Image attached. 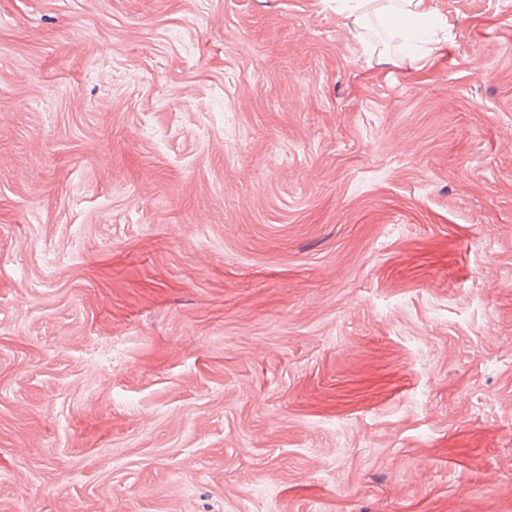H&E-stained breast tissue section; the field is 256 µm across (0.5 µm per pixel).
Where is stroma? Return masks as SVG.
Returning a JSON list of instances; mask_svg holds the SVG:
<instances>
[{
	"label": "stroma",
	"mask_w": 512,
	"mask_h": 512,
	"mask_svg": "<svg viewBox=\"0 0 512 512\" xmlns=\"http://www.w3.org/2000/svg\"><path fill=\"white\" fill-rule=\"evenodd\" d=\"M0 0V512H512V16Z\"/></svg>",
	"instance_id": "1"
}]
</instances>
